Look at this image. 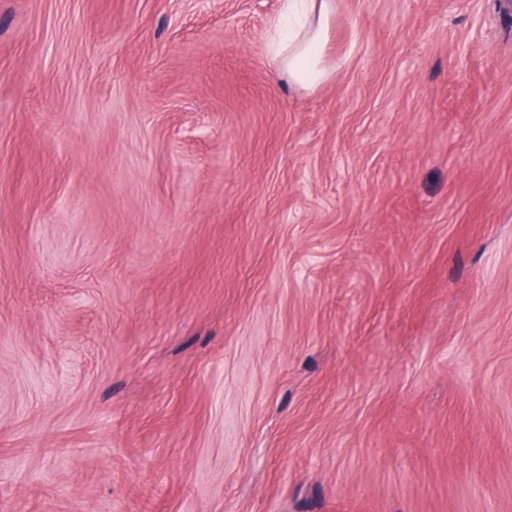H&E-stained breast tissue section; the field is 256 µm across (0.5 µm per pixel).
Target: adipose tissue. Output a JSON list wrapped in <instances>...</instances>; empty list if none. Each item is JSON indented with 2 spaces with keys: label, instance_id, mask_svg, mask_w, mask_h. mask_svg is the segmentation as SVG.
Segmentation results:
<instances>
[{
  "label": "adipose tissue",
  "instance_id": "ef3b65f1",
  "mask_svg": "<svg viewBox=\"0 0 512 512\" xmlns=\"http://www.w3.org/2000/svg\"><path fill=\"white\" fill-rule=\"evenodd\" d=\"M284 10L302 14L305 24L302 31L288 32L280 21L271 22L273 61L294 85L316 87L326 75L322 56L329 38L330 0H285Z\"/></svg>",
  "mask_w": 512,
  "mask_h": 512
}]
</instances>
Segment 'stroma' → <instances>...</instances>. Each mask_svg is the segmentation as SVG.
<instances>
[{"label":"stroma","mask_w":512,"mask_h":512,"mask_svg":"<svg viewBox=\"0 0 512 512\" xmlns=\"http://www.w3.org/2000/svg\"><path fill=\"white\" fill-rule=\"evenodd\" d=\"M0 0V512H512V0ZM284 11L300 13L306 19L300 32H285L280 20L270 24L273 61L291 82L310 89L319 85L326 72L322 56L329 38L331 0H284Z\"/></svg>","instance_id":"1"}]
</instances>
